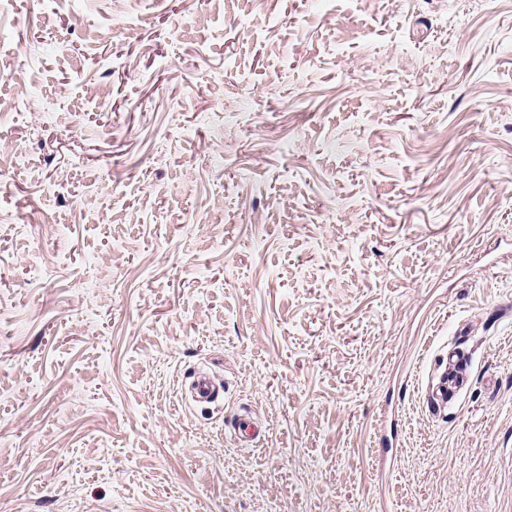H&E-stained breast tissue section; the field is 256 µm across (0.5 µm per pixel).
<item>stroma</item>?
I'll return each mask as SVG.
<instances>
[{"label":"stroma","mask_w":512,"mask_h":512,"mask_svg":"<svg viewBox=\"0 0 512 512\" xmlns=\"http://www.w3.org/2000/svg\"><path fill=\"white\" fill-rule=\"evenodd\" d=\"M459 3L0 0V512H512V0ZM470 374L463 366L456 353L448 354V362L443 371L428 385L426 396L428 402L435 407H448V401L459 392L468 388ZM191 398L197 403H212L219 396L218 378L206 370L194 374L190 387ZM237 438L245 448H253L259 442L261 431L247 414H240L234 422Z\"/></svg>","instance_id":"1"}]
</instances>
